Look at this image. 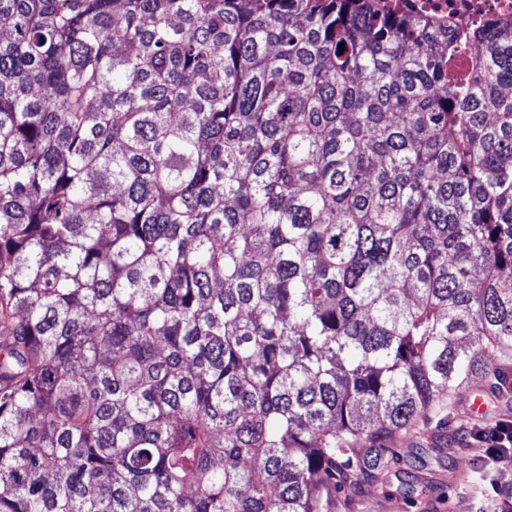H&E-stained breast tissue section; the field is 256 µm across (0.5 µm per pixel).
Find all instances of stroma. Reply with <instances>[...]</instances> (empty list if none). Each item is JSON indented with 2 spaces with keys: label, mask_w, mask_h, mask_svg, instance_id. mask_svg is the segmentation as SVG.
<instances>
[{
  "label": "stroma",
  "mask_w": 512,
  "mask_h": 512,
  "mask_svg": "<svg viewBox=\"0 0 512 512\" xmlns=\"http://www.w3.org/2000/svg\"><path fill=\"white\" fill-rule=\"evenodd\" d=\"M512 423V403L491 399L482 417L457 407L413 441L395 443L379 484L353 494L338 512H469L478 490L482 449L471 428Z\"/></svg>",
  "instance_id": "35a3bbf8"
}]
</instances>
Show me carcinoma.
<instances>
[{"mask_svg":"<svg viewBox=\"0 0 512 512\" xmlns=\"http://www.w3.org/2000/svg\"><path fill=\"white\" fill-rule=\"evenodd\" d=\"M510 376L512 22L0 0V512H331Z\"/></svg>","mask_w":512,"mask_h":512,"instance_id":"obj_1","label":"carcinoma"}]
</instances>
